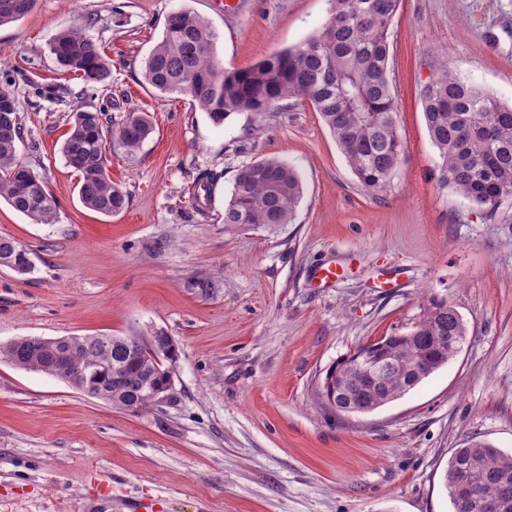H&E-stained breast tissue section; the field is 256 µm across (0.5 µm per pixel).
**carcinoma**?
I'll use <instances>...</instances> for the list:
<instances>
[{
    "mask_svg": "<svg viewBox=\"0 0 512 512\" xmlns=\"http://www.w3.org/2000/svg\"><path fill=\"white\" fill-rule=\"evenodd\" d=\"M329 17L318 33L275 52L253 66L225 70L216 60V33L202 17L171 13L162 39L145 59L144 82L163 97L185 94L196 109L221 125L233 113L262 117L283 102L306 99L336 140L360 185L382 193L405 156L397 128V101L390 54V28L401 0H328ZM35 0H0V25L23 19ZM50 52L88 86L104 84L112 61L79 29L60 32ZM84 92L73 94L70 129L61 146L66 165L79 176L83 205L112 216L128 196L107 168V147L134 158L154 132L150 115L130 112L120 123L104 124L102 112L87 109ZM0 199L37 223L54 219L56 202L42 177L16 159L22 126L14 96L0 90ZM432 145L441 163V186L478 209L494 212L512 204V105L466 81L443 64L420 91ZM210 177L194 185L196 210L208 199ZM303 192L297 170L277 157L241 166L224 204L225 226L274 230L295 219ZM13 257L25 271L30 253L0 237V259ZM466 326L445 299L422 300L420 316L404 334L380 340L394 363L390 377L370 381L349 354L325 374L324 391L334 408L351 404L371 412L403 397L445 366L465 342ZM121 336L23 337L0 346V356L17 368L66 381L89 397L143 412L155 406L153 391L164 380L162 365ZM445 485L453 512H512V455L476 440L448 460Z\"/></svg>",
    "mask_w": 512,
    "mask_h": 512,
    "instance_id": "obj_1",
    "label": "carcinoma"
}]
</instances>
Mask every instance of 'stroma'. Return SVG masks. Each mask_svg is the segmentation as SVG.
<instances>
[{"label": "stroma", "mask_w": 512, "mask_h": 512, "mask_svg": "<svg viewBox=\"0 0 512 512\" xmlns=\"http://www.w3.org/2000/svg\"><path fill=\"white\" fill-rule=\"evenodd\" d=\"M327 0H35L0 27V90L16 99L20 162L45 180L56 218L38 224L0 200V236L34 268L0 267V346L21 337L164 331L178 349L170 398L113 407L0 360V512H88L117 494L151 512H453L443 476L481 439L512 454V207L469 206L440 185L441 160L419 89L448 63L512 103V0H402L391 26L398 130L406 157L386 190L362 188L313 105L215 125L184 94L142 79L168 15L188 11L218 35L215 56L245 69L314 34ZM112 60L85 89L49 45L74 27ZM120 122L155 126L136 159L108 155L126 210L79 199L60 145L63 90ZM276 156L304 183L294 223L230 230L238 168ZM211 178L204 210L192 199ZM336 265L327 284L317 269ZM205 278L212 289L195 287ZM450 302L468 329L454 360L401 399L339 414L320 395L328 368L357 345L408 331L421 296ZM4 257H15V261L18 263V266L25 267V270H15L10 267L13 271L17 273H27L33 267L32 261L30 258V253L27 249H25L22 245H20L17 241L10 237H0V259Z\"/></svg>", "instance_id": "stroma-1"}]
</instances>
